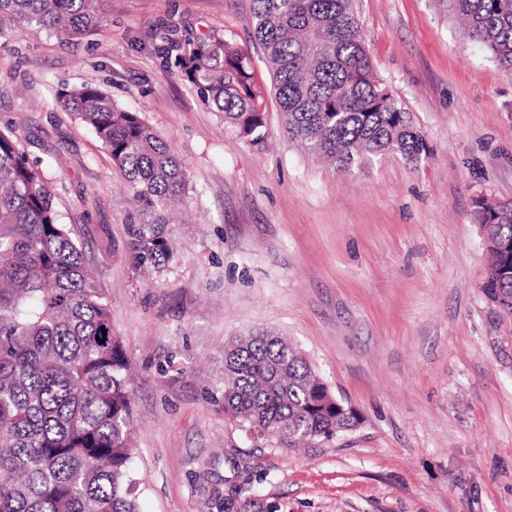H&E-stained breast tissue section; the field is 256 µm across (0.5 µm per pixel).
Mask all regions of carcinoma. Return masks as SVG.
Here are the masks:
<instances>
[{"mask_svg": "<svg viewBox=\"0 0 512 512\" xmlns=\"http://www.w3.org/2000/svg\"><path fill=\"white\" fill-rule=\"evenodd\" d=\"M283 131L348 170L386 153L415 164L424 143L374 73L352 0H251ZM472 40L512 70V0H453ZM107 0H0V26L35 24L74 44L103 24ZM175 66L240 137L267 134L249 51L209 36ZM56 104L93 130L124 174L140 212L129 243L138 270L171 257L160 231L185 177L168 145L136 112L85 84ZM483 292L512 315V206L488 229ZM128 363L110 305L61 223L55 193L11 131L0 130V512H138ZM304 355L270 334L224 349V412L293 446L330 439L355 420ZM226 498L216 512H248Z\"/></svg>", "mask_w": 512, "mask_h": 512, "instance_id": "cac0c4a2", "label": "carcinoma"}]
</instances>
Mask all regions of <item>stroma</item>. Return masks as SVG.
<instances>
[{
	"mask_svg": "<svg viewBox=\"0 0 512 512\" xmlns=\"http://www.w3.org/2000/svg\"><path fill=\"white\" fill-rule=\"evenodd\" d=\"M374 71L425 150L344 172L283 133L250 0H110L79 45L0 32V126L39 159L109 302L130 366L139 512H512V316L484 294L475 201L512 202V72L452 0H353ZM218 34L251 49L268 137L205 106L155 46ZM86 83L137 112L181 162L172 254L144 276L133 190L55 99ZM296 345L360 421L292 448L224 412V346Z\"/></svg>",
	"mask_w": 512,
	"mask_h": 512,
	"instance_id": "1",
	"label": "stroma"
}]
</instances>
